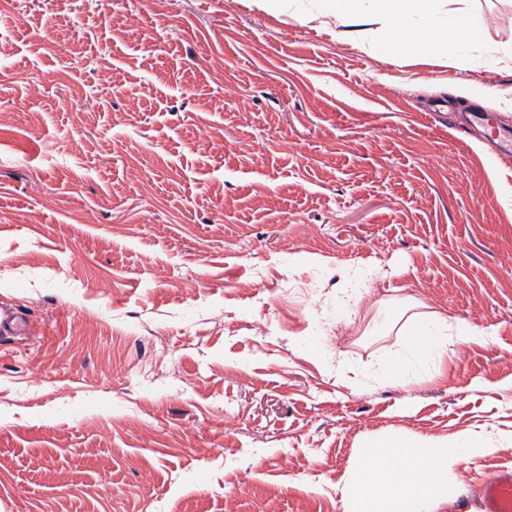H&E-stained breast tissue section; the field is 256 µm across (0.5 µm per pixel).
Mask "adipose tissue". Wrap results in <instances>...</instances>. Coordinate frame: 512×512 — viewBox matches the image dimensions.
Masks as SVG:
<instances>
[{
    "instance_id": "obj_1",
    "label": "adipose tissue",
    "mask_w": 512,
    "mask_h": 512,
    "mask_svg": "<svg viewBox=\"0 0 512 512\" xmlns=\"http://www.w3.org/2000/svg\"><path fill=\"white\" fill-rule=\"evenodd\" d=\"M374 10L343 0L336 9V34L363 38L374 25L385 30L387 47L395 58L423 57L431 48L456 53L476 38L473 26L463 25L459 0H373ZM446 11V23L431 17ZM411 324H433L434 335L414 337L418 351L438 359L448 350V330L458 344L487 342L486 331L466 321L449 320L446 313L415 312ZM475 453L470 444L443 438L415 439L389 433L366 442L358 451L351 478L342 490L345 512H433L448 502V473Z\"/></svg>"
}]
</instances>
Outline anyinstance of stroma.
<instances>
[{"mask_svg": "<svg viewBox=\"0 0 512 512\" xmlns=\"http://www.w3.org/2000/svg\"><path fill=\"white\" fill-rule=\"evenodd\" d=\"M338 0H0V512H344L359 445L512 468V0L461 58L337 37ZM365 296L336 302L349 269ZM486 329L390 387L402 300Z\"/></svg>", "mask_w": 512, "mask_h": 512, "instance_id": "1", "label": "stroma"}]
</instances>
